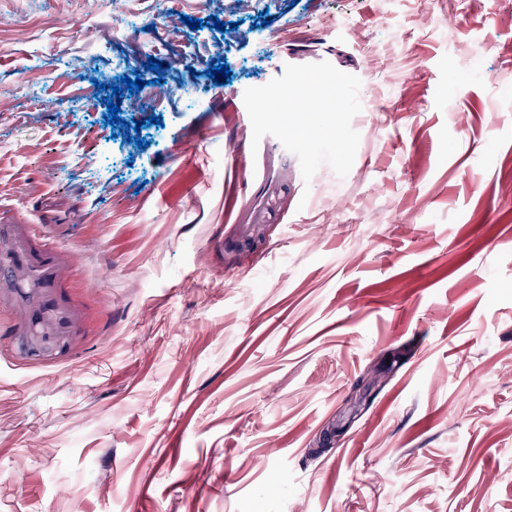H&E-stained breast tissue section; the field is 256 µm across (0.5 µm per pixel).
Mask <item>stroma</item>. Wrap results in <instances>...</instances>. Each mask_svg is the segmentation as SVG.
<instances>
[{"label":"stroma","instance_id":"stroma-1","mask_svg":"<svg viewBox=\"0 0 512 512\" xmlns=\"http://www.w3.org/2000/svg\"><path fill=\"white\" fill-rule=\"evenodd\" d=\"M0 27V512H512V0H0ZM23 225L58 288L23 287Z\"/></svg>","mask_w":512,"mask_h":512}]
</instances>
